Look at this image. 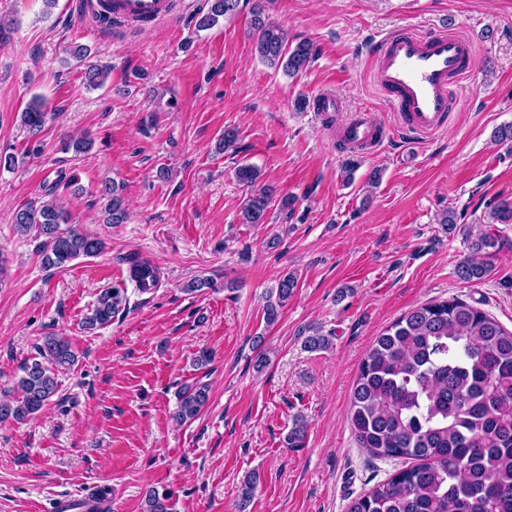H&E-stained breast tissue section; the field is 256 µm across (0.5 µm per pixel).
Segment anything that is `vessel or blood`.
Here are the masks:
<instances>
[{
	"label": "vessel or blood",
	"instance_id": "vessel-or-blood-1",
	"mask_svg": "<svg viewBox=\"0 0 512 512\" xmlns=\"http://www.w3.org/2000/svg\"><path fill=\"white\" fill-rule=\"evenodd\" d=\"M89 10L114 20L144 25L170 19L171 0H90ZM374 56L380 84L389 96L403 132L418 136L445 127L451 92L462 87L476 61L473 42L465 35L439 31L427 36L402 29L386 37ZM373 113L364 112L347 123L344 141L353 148L381 140Z\"/></svg>",
	"mask_w": 512,
	"mask_h": 512
}]
</instances>
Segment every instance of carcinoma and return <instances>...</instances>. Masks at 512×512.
I'll use <instances>...</instances> for the list:
<instances>
[{
	"label": "carcinoma",
	"mask_w": 512,
	"mask_h": 512,
	"mask_svg": "<svg viewBox=\"0 0 512 512\" xmlns=\"http://www.w3.org/2000/svg\"><path fill=\"white\" fill-rule=\"evenodd\" d=\"M251 5V29L259 58L290 77L307 71L315 58L307 40L289 42L288 33L265 14L261 0H209L196 28L210 29L219 19L236 15ZM107 70L89 67L84 84L102 86ZM47 108L35 97L22 112V121L38 134ZM239 132L226 127L219 139L221 152H236ZM236 180L246 186L240 220L265 224L274 205L286 210L292 202L274 201V190L259 185L260 171L250 164L235 168ZM75 178L61 176L43 197L14 213L18 232L36 231L43 238L40 253L48 268L61 269L80 257H93L105 242L70 223L57 199L60 186ZM123 187L105 189L106 221L121 224L127 218ZM494 224H512V202L489 204ZM495 239L484 234L470 243L471 254L457 266V276L467 282L487 276L484 257ZM130 270L141 291L156 286L157 270L149 262L130 259ZM297 276L280 277L276 301L265 307L272 324L278 308L297 288ZM116 288L99 294L85 326L109 324L123 305ZM75 356L64 336L48 334L36 345V354L22 366L18 398H0V423L23 421L47 406L58 394V372L73 365ZM209 400L204 384L178 393L172 419L185 423L196 418ZM351 427L360 447L371 455L398 458L409 465L367 494L351 501L347 512H512V331L476 305L453 298L416 307L384 329L366 351L353 384ZM172 495L154 488L144 494L142 512H173Z\"/></svg>",
	"instance_id": "obj_1"
}]
</instances>
